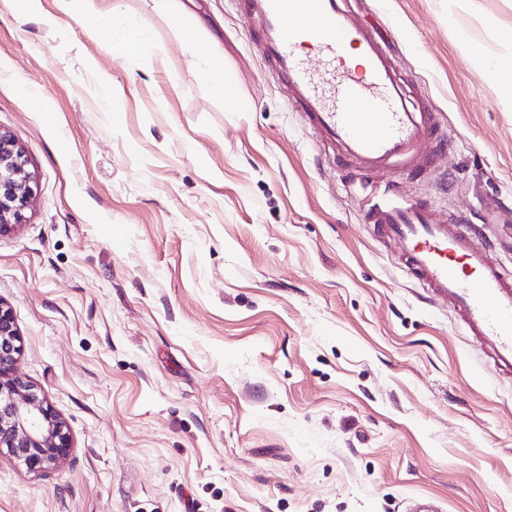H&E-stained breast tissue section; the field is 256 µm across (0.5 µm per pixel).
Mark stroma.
Returning a JSON list of instances; mask_svg holds the SVG:
<instances>
[{
  "instance_id": "stroma-1",
  "label": "stroma",
  "mask_w": 512,
  "mask_h": 512,
  "mask_svg": "<svg viewBox=\"0 0 512 512\" xmlns=\"http://www.w3.org/2000/svg\"><path fill=\"white\" fill-rule=\"evenodd\" d=\"M101 0L148 29L104 50L78 0H0V130L33 175L0 236L17 374L69 458L0 452V512H512V374L363 224L234 0ZM447 125L439 170L392 172L463 212L512 269V0H355ZM209 41L229 111L188 52Z\"/></svg>"
}]
</instances>
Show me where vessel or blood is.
<instances>
[{"mask_svg": "<svg viewBox=\"0 0 512 512\" xmlns=\"http://www.w3.org/2000/svg\"><path fill=\"white\" fill-rule=\"evenodd\" d=\"M252 39L305 125L368 180L400 169L432 173L448 130L429 105L411 106L388 43L344 0H238ZM364 221L396 243L407 269L448 304L501 370L512 371V272L454 214L406 200L385 184Z\"/></svg>", "mask_w": 512, "mask_h": 512, "instance_id": "vessel-or-blood-1", "label": "vessel or blood"}]
</instances>
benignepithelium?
<instances>
[{
    "label": "benign epithelium",
    "instance_id": "benign-epithelium-1",
    "mask_svg": "<svg viewBox=\"0 0 512 512\" xmlns=\"http://www.w3.org/2000/svg\"><path fill=\"white\" fill-rule=\"evenodd\" d=\"M33 176L23 148L0 131V235L25 221L32 199ZM20 334L11 310L0 303V447L31 471L57 467L70 454L72 440L65 421L46 397L16 376Z\"/></svg>",
    "mask_w": 512,
    "mask_h": 512
}]
</instances>
